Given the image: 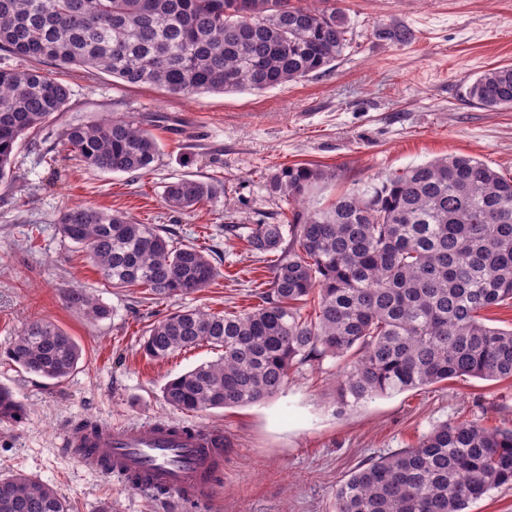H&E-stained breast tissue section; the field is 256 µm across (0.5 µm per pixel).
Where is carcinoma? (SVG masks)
Returning <instances> with one entry per match:
<instances>
[{
  "label": "carcinoma",
  "instance_id": "1",
  "mask_svg": "<svg viewBox=\"0 0 512 512\" xmlns=\"http://www.w3.org/2000/svg\"><path fill=\"white\" fill-rule=\"evenodd\" d=\"M345 10L334 0H0V181L23 140L63 112L69 84L43 66L102 71L131 86L171 94L262 92L323 73L347 45ZM489 111L512 109V66L481 72L467 87ZM63 145L86 166L142 173L159 160L155 135L123 118L70 124ZM335 174L283 167L268 181L303 204ZM213 184L179 177L166 204L193 210ZM61 235L84 247L114 288L142 286L174 300L214 282L217 268L194 243L173 246L153 224L79 205L63 210ZM249 250L277 255L262 304L239 314L178 309L149 325L142 351L161 360L208 344L217 359L166 382L164 402L193 413L277 395L293 367L340 361V411L376 397L459 377L512 379V329L479 312L512 300V178L452 155L390 172L326 207L292 210L288 225L255 224ZM317 295L315 318L299 305ZM66 305L91 321L110 310L79 288ZM18 368L55 384L81 349L65 331L31 321L8 350ZM22 405L0 386V420ZM512 486V428L441 422L416 446L359 466L336 490V512H466L493 488ZM0 512H69L39 479L0 480Z\"/></svg>",
  "mask_w": 512,
  "mask_h": 512
}]
</instances>
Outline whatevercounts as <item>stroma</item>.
Instances as JSON below:
<instances>
[{"label": "stroma", "instance_id": "stroma-1", "mask_svg": "<svg viewBox=\"0 0 512 512\" xmlns=\"http://www.w3.org/2000/svg\"><path fill=\"white\" fill-rule=\"evenodd\" d=\"M348 45L325 73L262 92L175 96L130 86L102 72L46 66L72 96L60 119L20 146L11 178L0 183V385L23 406L0 422V476L23 474L53 487L70 512H336V489L363 462L410 448L433 426L474 421L512 427V380L471 377L336 410L340 363L327 357L292 369L278 395L243 407L185 413L167 405L171 378L215 359L210 346L148 359L147 327L176 307L214 313L257 306L270 260L250 252L252 225L291 212L268 177L284 165L336 172L315 190L327 205L354 184L446 155L477 158L512 177V110L489 112L465 90L482 70L512 64V0H338ZM124 117L151 130L161 155L147 173L102 172L74 160L62 132L70 124ZM211 182L215 198L191 212L163 201L181 176ZM83 204L163 225L174 244L220 256L215 281L172 302L146 300L143 288L107 284L86 251L64 239L56 219ZM82 288L106 305L91 322L66 307ZM44 318L82 348L62 383L22 372L8 350L25 325ZM136 424L170 419L224 428V476L211 500L155 501L83 467L62 446L83 420Z\"/></svg>", "mask_w": 512, "mask_h": 512}]
</instances>
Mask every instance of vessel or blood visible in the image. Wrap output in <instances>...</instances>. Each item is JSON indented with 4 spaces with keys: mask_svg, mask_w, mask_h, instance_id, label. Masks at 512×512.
Instances as JSON below:
<instances>
[{
    "mask_svg": "<svg viewBox=\"0 0 512 512\" xmlns=\"http://www.w3.org/2000/svg\"><path fill=\"white\" fill-rule=\"evenodd\" d=\"M64 445L85 467L104 476L136 475L135 489L164 487L181 501L209 499L224 470L223 427L191 434L150 424L99 425L83 436L68 433Z\"/></svg>",
    "mask_w": 512,
    "mask_h": 512,
    "instance_id": "obj_1",
    "label": "vessel or blood"
}]
</instances>
